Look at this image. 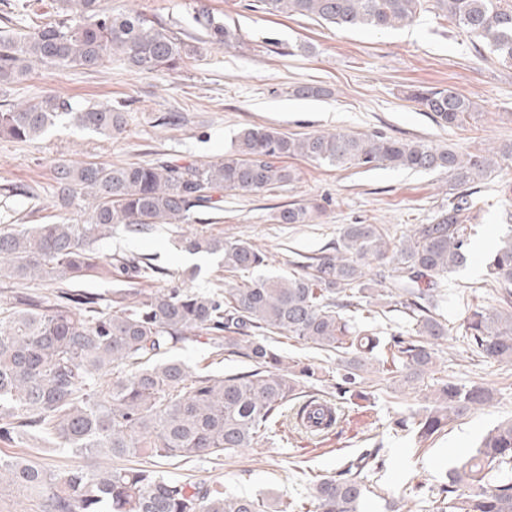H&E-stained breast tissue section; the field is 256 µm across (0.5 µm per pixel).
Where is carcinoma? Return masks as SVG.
<instances>
[{
	"mask_svg": "<svg viewBox=\"0 0 512 512\" xmlns=\"http://www.w3.org/2000/svg\"><path fill=\"white\" fill-rule=\"evenodd\" d=\"M57 19L32 22L23 33L0 34V88L40 65L95 71L118 55L145 72L174 71L199 45L233 46L237 30L206 7L197 11L199 44L142 12L115 13L105 0H58ZM268 14L316 18L338 28L396 29L411 24L428 0H257ZM436 8L476 43L512 66V7L502 0H436ZM407 98L450 128L472 115V103L450 88H415ZM111 138L124 131L123 113L79 105L59 95L0 111V137L33 141L56 122ZM330 166H380L445 171L448 205L430 224L398 238L379 224H344L329 252L299 256L286 276L236 280L264 265L265 255L241 240L196 233L180 240L191 254L220 259L229 281L201 293L164 283L167 273L148 257L106 252L118 229L148 234L159 224H183L191 210H222L223 190L262 192L297 178L285 159ZM501 161L512 143L459 154L423 141L382 133L286 135L253 126L239 132L224 159L179 165L157 159L123 165L52 167L61 205L88 200L77 224L50 221L0 230V439L36 440L65 449L83 464L58 471L0 453V486L41 500L45 512H268L258 498L231 496L180 479L163 466L218 458L280 423L293 404L308 433L331 432L341 401L376 381L393 392L423 391L448 336L440 278L467 262L471 206L468 188ZM321 207L294 205L278 224H308ZM377 264L390 267L367 277ZM492 284L512 285V230L486 264ZM108 280L102 294L84 284ZM40 282L46 292H29ZM394 307L409 329L387 336L373 322ZM467 345L484 358L512 363V300L473 311L463 324ZM281 336L336 358L332 402L305 393L323 368L284 363L266 338ZM206 339L216 355L239 356L251 370L217 377L199 372L173 351ZM421 412L393 424L432 440L456 419L489 405L493 390L466 386L444 374L433 379ZM512 419L488 430L477 448L448 472L436 512H512ZM382 467L380 448L345 462L313 486L314 512H361L368 477Z\"/></svg>",
	"mask_w": 512,
	"mask_h": 512,
	"instance_id": "cac0c4a2",
	"label": "carcinoma"
}]
</instances>
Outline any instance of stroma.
<instances>
[{"label":"stroma","instance_id":"stroma-1","mask_svg":"<svg viewBox=\"0 0 512 512\" xmlns=\"http://www.w3.org/2000/svg\"><path fill=\"white\" fill-rule=\"evenodd\" d=\"M253 0H106L109 8L138 11L170 23L191 38L201 37L196 11L207 6L240 41L225 48L203 46L173 72L147 73L113 60L97 71L45 66L8 88L0 104H16L55 93L79 104L120 109L122 135L105 138L70 123L56 125L41 139L17 142L0 138V228L50 220L79 222L83 211L62 207L53 190L51 166L124 164L163 157L181 165L223 159L238 133L267 126L283 133H381L423 140L468 153L512 141V66L488 49H474L469 36L436 7L409 26L339 31L297 15L273 16L253 8ZM321 86L329 96L302 99L294 87ZM450 88L469 99L474 112L462 127L436 124L430 113L405 97L409 87ZM179 116L178 125L164 117ZM298 179L268 192L228 190L222 211H193L189 223L161 224L148 235L116 231L106 251L152 257L167 273L200 291L212 288L224 270L213 258L196 259L178 245L197 230L227 240H243L266 256V271L287 274L299 253H317L335 242L345 224H386L397 233L428 224L448 199V175L380 167H331L296 159ZM472 205L463 217L470 224L466 264L444 280L443 315L448 337L440 354L460 383H480L495 392L493 402L449 425L422 447L392 429L397 414L422 407L419 396L403 397L385 385L348 399L333 432L316 438L295 427L259 437L255 446L219 458L171 466L187 477L224 492L271 500L291 512H312L316 481L336 472L363 449L381 445L384 472L372 478L365 512H387L390 502L407 512H433L441 482L456 461L475 448L482 435L512 418V364L483 358L464 343L463 322L475 308L496 306L502 286L485 283L486 261L512 223V162L496 165L476 182ZM315 202L325 211L310 224H279L281 207ZM178 358L215 376L248 371L236 356L211 357L204 343L178 349Z\"/></svg>","mask_w":512,"mask_h":512}]
</instances>
